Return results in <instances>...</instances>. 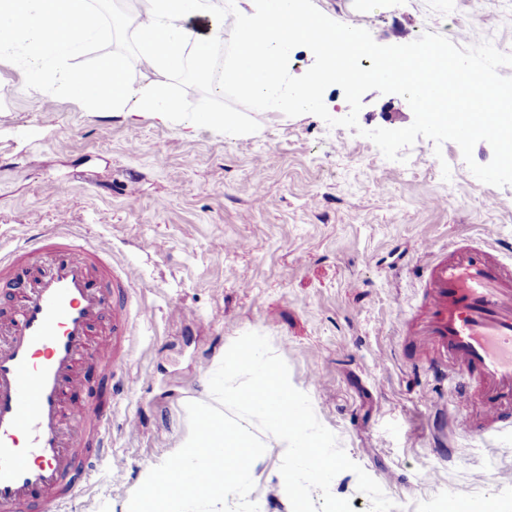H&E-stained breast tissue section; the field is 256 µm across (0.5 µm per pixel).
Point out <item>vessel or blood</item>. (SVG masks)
<instances>
[{
	"instance_id": "vessel-or-blood-1",
	"label": "vessel or blood",
	"mask_w": 512,
	"mask_h": 512,
	"mask_svg": "<svg viewBox=\"0 0 512 512\" xmlns=\"http://www.w3.org/2000/svg\"><path fill=\"white\" fill-rule=\"evenodd\" d=\"M423 300L406 327L425 359L448 365V399L473 392L483 421L512 427V248L461 235L420 267ZM21 282L14 322L0 327V512H61L110 448L111 401L79 399L82 367L98 362L107 389L130 384L136 323L133 272L83 234L41 232L0 256ZM108 325V339L93 330Z\"/></svg>"
}]
</instances>
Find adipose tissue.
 Segmentation results:
<instances>
[{"label":"adipose tissue","instance_id":"1","mask_svg":"<svg viewBox=\"0 0 512 512\" xmlns=\"http://www.w3.org/2000/svg\"><path fill=\"white\" fill-rule=\"evenodd\" d=\"M140 5L144 18L135 28L134 40L141 65L156 74L178 69L188 57L199 70L209 69L213 47L224 41V16L232 14L236 39L223 82L240 91L246 109L318 112L333 83L385 84L399 74L411 84L419 112L434 124L449 121L448 113L431 109L442 95V84L430 68L432 46L391 55L387 64L366 73H336L319 64L291 84L284 75L300 46H309L318 56L326 53L332 39L345 43L355 56L366 54L367 48L347 30L329 24L308 0H140ZM202 18L209 19L210 28L199 36L188 23Z\"/></svg>","mask_w":512,"mask_h":512}]
</instances>
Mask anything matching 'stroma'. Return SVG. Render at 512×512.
Returning a JSON list of instances; mask_svg holds the SVG:
<instances>
[{
	"label": "stroma",
	"mask_w": 512,
	"mask_h": 512,
	"mask_svg": "<svg viewBox=\"0 0 512 512\" xmlns=\"http://www.w3.org/2000/svg\"><path fill=\"white\" fill-rule=\"evenodd\" d=\"M373 51L433 35L460 69L512 86V0H312ZM232 136L148 112H96L26 88L0 61V252L61 226L107 244L153 308L138 323L132 387L112 397V443L67 512H128L151 468L187 440L186 405L232 342L267 336L318 420L399 512L496 502L512 512V430L449 429L473 399L415 362L403 325L418 266L457 235L492 227L512 245V171L500 142L431 125L401 85H331L318 112H258ZM139 416V434L125 428ZM251 469L259 512H292L271 435Z\"/></svg>",
	"instance_id": "obj_1"
}]
</instances>
